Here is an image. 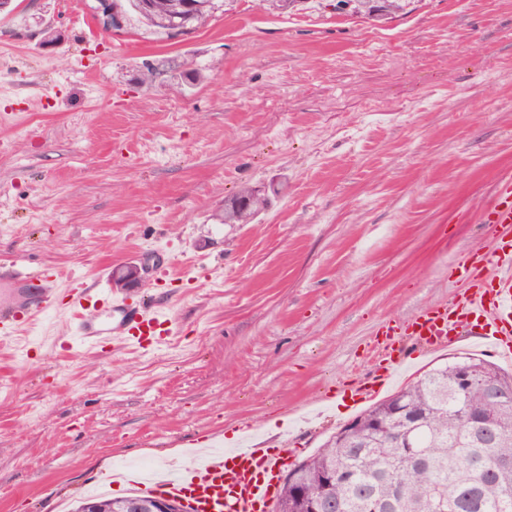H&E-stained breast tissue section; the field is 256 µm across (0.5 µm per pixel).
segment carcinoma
I'll return each mask as SVG.
<instances>
[{"label": "carcinoma", "instance_id": "carcinoma-1", "mask_svg": "<svg viewBox=\"0 0 512 512\" xmlns=\"http://www.w3.org/2000/svg\"><path fill=\"white\" fill-rule=\"evenodd\" d=\"M125 14L156 33L169 29L158 18L175 9L190 15L197 28L215 10L214 0H113ZM370 17L394 14L400 0H341ZM165 71H179L181 82L194 85L199 74L179 69L169 60ZM268 205L267 196L252 187L231 198L218 215L221 224H248ZM467 368L479 380L493 376L512 392V373L486 360L461 357L424 372L415 382L356 416L354 430L334 433L318 453L290 470L282 481L277 512H311L314 500L325 495L331 512H368L372 501L388 512H433L438 501L445 512H512V409L504 412L476 387L457 392V374ZM411 407L423 418L416 439L419 456L381 433V427ZM336 473V482L323 490V477Z\"/></svg>", "mask_w": 512, "mask_h": 512}]
</instances>
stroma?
Returning <instances> with one entry per match:
<instances>
[{
	"label": "stroma",
	"mask_w": 512,
	"mask_h": 512,
	"mask_svg": "<svg viewBox=\"0 0 512 512\" xmlns=\"http://www.w3.org/2000/svg\"><path fill=\"white\" fill-rule=\"evenodd\" d=\"M94 0H14L0 15V261L115 295L112 271L170 262L156 348L89 350L67 309L0 340V512H71L93 490L239 422L315 453L357 416L347 392L386 326L468 286L512 174V0H407L393 18L334 0H224L166 37L104 31ZM188 62L190 90L145 62ZM275 187L248 224L225 199ZM496 364L494 337L464 348ZM456 349L411 356L397 392ZM130 481L104 488L103 474Z\"/></svg>",
	"instance_id": "stroma-1"
}]
</instances>
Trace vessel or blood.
I'll return each mask as SVG.
<instances>
[{"label": "vessel or blood", "mask_w": 512, "mask_h": 512, "mask_svg": "<svg viewBox=\"0 0 512 512\" xmlns=\"http://www.w3.org/2000/svg\"><path fill=\"white\" fill-rule=\"evenodd\" d=\"M485 221L497 228H512V175L499 180ZM461 273L471 286L460 298L419 310L402 329H385L371 374L351 389L354 405L385 388L411 347L438 351L468 337L492 336L500 340L501 354L512 358V239L500 240L495 251L474 253L462 264ZM4 277L11 285L12 298L0 303L1 336L17 334L64 304L74 316L79 343L101 348L115 340H131L143 347L159 342L156 331L166 318L144 301L116 296L101 304L89 289L69 292L63 298L56 290V271L31 270L15 259L8 261ZM252 430V423H241L244 439L239 446L146 478L144 491L186 501L192 512H271L282 474L299 451L298 442L289 437L281 447L270 448L262 441L249 440Z\"/></svg>", "instance_id": "b4317fda"}]
</instances>
